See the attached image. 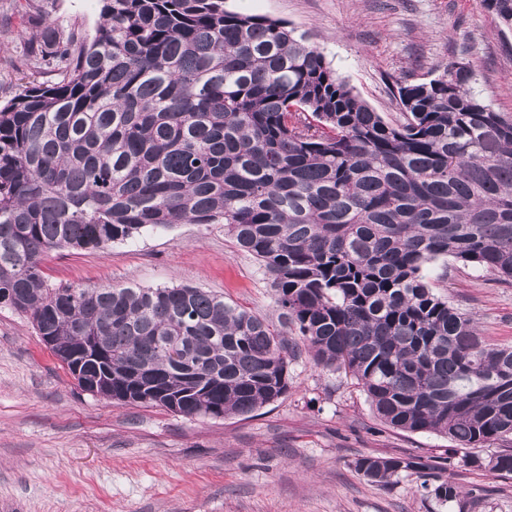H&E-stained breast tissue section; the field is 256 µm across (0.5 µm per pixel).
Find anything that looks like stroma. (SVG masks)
Wrapping results in <instances>:
<instances>
[{
    "mask_svg": "<svg viewBox=\"0 0 512 512\" xmlns=\"http://www.w3.org/2000/svg\"><path fill=\"white\" fill-rule=\"evenodd\" d=\"M61 31L93 33L99 0H34ZM227 9L288 22L386 120L396 82L426 81L449 62L475 70L474 89L512 113V32L481 0H226ZM31 35L17 0H0V100ZM51 285H187L273 319L259 263L220 224L144 229L103 249H60L42 261ZM433 292L475 316L484 338L512 345V282L449 262ZM288 393L247 416L190 420L157 406L121 405L81 390L27 316L0 307V512H448L417 475L381 487L353 462L418 458L462 489L464 512H512V476L448 464L447 437L377 421L352 377L288 366Z\"/></svg>",
    "mask_w": 512,
    "mask_h": 512,
    "instance_id": "1",
    "label": "stroma"
}]
</instances>
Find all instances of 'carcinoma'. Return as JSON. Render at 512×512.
I'll return each instance as SVG.
<instances>
[{
	"instance_id": "carcinoma-1",
	"label": "carcinoma",
	"mask_w": 512,
	"mask_h": 512,
	"mask_svg": "<svg viewBox=\"0 0 512 512\" xmlns=\"http://www.w3.org/2000/svg\"><path fill=\"white\" fill-rule=\"evenodd\" d=\"M91 38L40 21L0 103V305L29 317L90 393L188 419L244 416L288 393L297 331L314 365L356 379L376 417L512 475V346L434 294L453 260L512 280V114L470 64L396 83L371 109L285 21L224 0H101ZM512 30V0H482ZM222 224L271 281L278 322L191 286H51L45 253L145 227ZM387 486L432 466L362 456Z\"/></svg>"
}]
</instances>
